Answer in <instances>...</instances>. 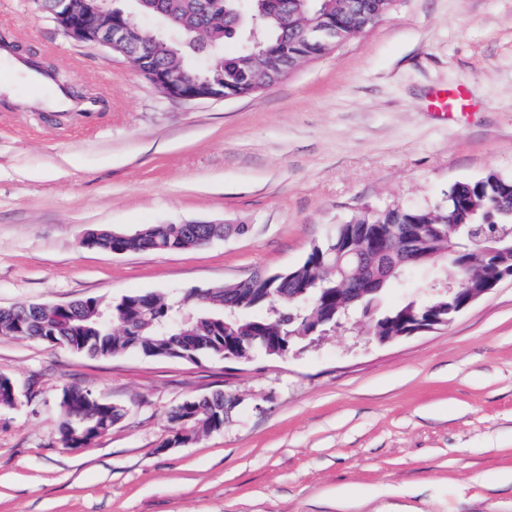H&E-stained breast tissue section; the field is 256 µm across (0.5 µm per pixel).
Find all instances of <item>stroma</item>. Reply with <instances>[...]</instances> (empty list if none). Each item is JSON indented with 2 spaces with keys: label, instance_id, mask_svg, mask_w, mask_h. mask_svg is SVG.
<instances>
[{
  "label": "stroma",
  "instance_id": "stroma-1",
  "mask_svg": "<svg viewBox=\"0 0 512 512\" xmlns=\"http://www.w3.org/2000/svg\"><path fill=\"white\" fill-rule=\"evenodd\" d=\"M0 33L97 96L51 116L0 90V307L161 294L278 272L359 212L432 208L456 182L512 176V0H395L391 14L246 98L164 95L37 0ZM470 107L435 112L440 89ZM226 224L173 251L113 254L85 234ZM369 318L288 354L231 362L92 358L0 336V512H512V281L446 326L381 344ZM78 385L124 417L84 448L56 439ZM221 390L223 429L168 448V414Z\"/></svg>",
  "mask_w": 512,
  "mask_h": 512
}]
</instances>
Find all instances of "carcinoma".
Returning <instances> with one entry per match:
<instances>
[{"instance_id": "cac0c4a2", "label": "carcinoma", "mask_w": 512, "mask_h": 512, "mask_svg": "<svg viewBox=\"0 0 512 512\" xmlns=\"http://www.w3.org/2000/svg\"><path fill=\"white\" fill-rule=\"evenodd\" d=\"M395 0H358L364 15L385 18ZM343 0H315L300 5V0H136L139 12L157 15L177 34L191 43L202 40L212 53V71L224 70L233 61L239 66L263 73L276 64L288 75L292 60L314 58L322 49L304 40L305 27L316 23V14L325 12L330 24L347 39L362 32L343 12ZM236 42L234 50L221 53L226 40ZM143 50L139 56L149 63L164 64L191 77L196 68L184 53L174 54L169 44L159 43L152 32H143ZM224 92L240 97L251 95V86L224 74ZM512 176L490 171L470 181L457 182L448 190L445 203L434 208L395 205L383 210H365L350 221L336 225L323 243L311 248L306 258L279 273L256 272L247 280L189 292L199 312L189 323L163 330L184 301L168 303L161 297L125 295L116 302L87 298L71 303L63 313L66 325L46 327L49 312L37 304H19L0 308V333L36 340L50 346H63L93 358H108L128 350L149 357L193 360L206 354L223 358L227 354L245 356L256 350L269 353L291 345L307 335L309 327L329 311L336 309L342 288L356 267V259L347 251L359 247L364 234L388 233L400 225L424 229L430 224L446 225L447 236L433 241V249L448 254V241L459 246L458 259L467 260L477 241L500 228L512 229V199L492 205L494 195ZM224 234L222 224L149 225L131 238H114L106 229L91 230L90 243L112 250H152L166 252L192 239L210 241ZM404 252L396 248L388 259L389 287L404 278ZM466 296L446 294L431 298H413L405 303L379 310L375 330L382 336L404 332L421 320L448 316V307ZM236 401L222 391L187 399L168 415L170 437L165 447L184 437L192 440L224 428L228 412ZM81 410L79 418L68 417V409ZM57 440L65 448H82L109 431L123 417V409L97 399L93 393L74 385L64 389L58 403Z\"/></svg>"}]
</instances>
